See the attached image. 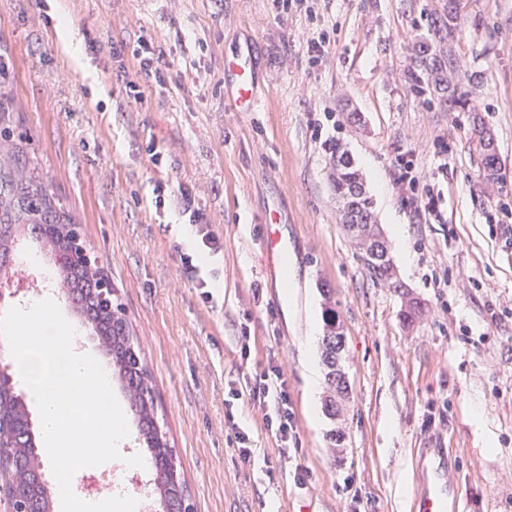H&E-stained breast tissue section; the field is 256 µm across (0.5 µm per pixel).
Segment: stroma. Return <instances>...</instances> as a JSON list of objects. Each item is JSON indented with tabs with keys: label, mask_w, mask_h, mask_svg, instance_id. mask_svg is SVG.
Segmentation results:
<instances>
[{
	"label": "stroma",
	"mask_w": 512,
	"mask_h": 512,
	"mask_svg": "<svg viewBox=\"0 0 512 512\" xmlns=\"http://www.w3.org/2000/svg\"><path fill=\"white\" fill-rule=\"evenodd\" d=\"M444 49L456 102L413 91L411 49L448 0H0V60L45 180L106 270L135 336L193 512H416L435 449L462 512H512V0H459ZM151 41L164 83L132 56ZM252 48L257 111L224 90V58ZM501 160L486 181L471 131ZM343 144L358 168L401 290L374 283L345 229L329 173ZM162 156L152 162L150 147ZM417 191L398 179L404 165ZM205 222L190 224L181 190ZM432 194L434 213L416 194ZM277 212L284 263L262 256ZM219 239L208 252L201 234ZM192 265H185V257ZM421 310L404 323L406 301ZM334 308L350 392L338 417L311 415L306 339ZM279 367L295 415L280 445L233 400ZM235 417L252 454L243 460ZM115 477L140 506L125 458L146 454L135 417Z\"/></svg>",
	"instance_id": "stroma-1"
}]
</instances>
